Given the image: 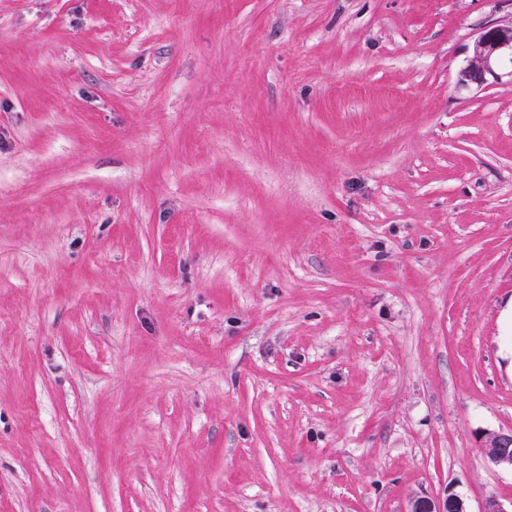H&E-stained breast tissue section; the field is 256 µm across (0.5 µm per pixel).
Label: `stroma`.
I'll return each instance as SVG.
<instances>
[{"label":"stroma","instance_id":"stroma-1","mask_svg":"<svg viewBox=\"0 0 512 512\" xmlns=\"http://www.w3.org/2000/svg\"><path fill=\"white\" fill-rule=\"evenodd\" d=\"M512 0H0V512L512 500ZM509 49L512 53V22L510 25L484 30L475 41L473 57L469 65L461 71L458 83H483L485 74L490 72L491 60ZM483 448L491 464L512 469V429L494 433Z\"/></svg>","mask_w":512,"mask_h":512}]
</instances>
